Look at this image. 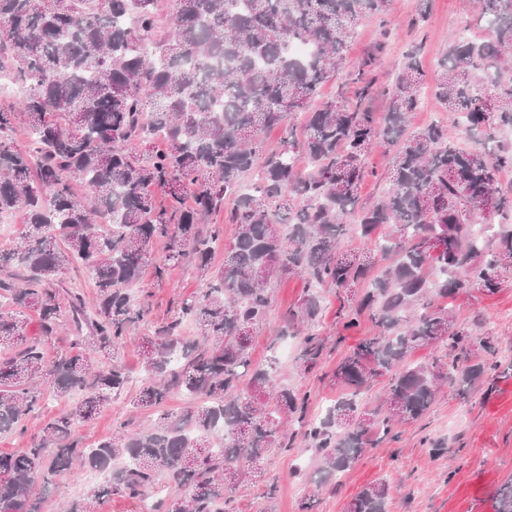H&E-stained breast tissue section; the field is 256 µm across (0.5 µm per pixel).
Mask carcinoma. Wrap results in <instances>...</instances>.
Segmentation results:
<instances>
[{
  "mask_svg": "<svg viewBox=\"0 0 512 512\" xmlns=\"http://www.w3.org/2000/svg\"><path fill=\"white\" fill-rule=\"evenodd\" d=\"M388 2L172 0L171 31L158 38V0H0L8 24L0 62L24 88L18 108H0V215L22 210L28 226L0 253V265L22 271L18 283L0 279L9 306L0 308V432L23 431L26 416L43 408L41 383L67 402L39 444L0 453V512H41L56 475L75 467L109 477L68 512H98L114 493L141 499L162 477L181 495L155 500L151 512H233L224 491L269 449L292 446L286 420L316 453L323 482L396 438L395 426L422 420L443 384L462 396L512 379V361L496 359L497 339H474L454 305L475 288L497 294L512 274V189L499 180L512 168V146L495 154L464 148L442 121L407 131L425 77L416 46L384 91L383 116L367 105L374 52L349 73L360 85L355 102L308 111L343 64L355 23L385 15ZM480 14L491 38L452 40L435 88L465 118L467 135L493 140L512 129V0H480ZM298 41L312 46L308 56L291 55ZM304 111L305 124H291ZM20 123L25 148L13 137ZM275 127L285 136L267 152L260 135ZM153 138L165 147L150 148ZM381 141L394 147L387 185L365 207L363 158ZM300 154L308 173L296 167ZM257 166L260 182L248 187ZM75 180L87 195L75 192ZM226 204L235 231L216 267L223 229L201 225ZM491 215L494 234L479 243L471 226ZM346 219L392 258L379 272L370 255L340 251ZM159 240L167 254L158 258ZM171 259L189 260L201 288L140 337L147 381L131 403L151 410L153 423L129 430L121 422L115 436L81 448L76 430L126 390L119 351L151 320L131 287L149 265L162 279ZM73 263L92 276L91 305L80 289L57 287ZM295 275L307 293L285 313L281 334L300 337L296 374L309 373L326 350L316 330L325 293L335 291L344 329L364 319L375 329L337 365L343 393L314 420L307 395L250 356L272 280ZM64 303L75 336L49 360L43 340L29 337L26 310L53 336ZM188 326L198 335L186 336ZM434 346L445 354L411 361ZM381 380L382 404L359 408V395ZM176 390L189 401L178 417L166 410ZM389 496L387 481H373L348 512H387ZM493 508L512 512V479L496 490Z\"/></svg>",
  "mask_w": 512,
  "mask_h": 512,
  "instance_id": "1",
  "label": "carcinoma"
}]
</instances>
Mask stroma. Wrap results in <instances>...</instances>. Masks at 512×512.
Returning <instances> with one entry per match:
<instances>
[{"instance_id":"1","label":"stroma","mask_w":512,"mask_h":512,"mask_svg":"<svg viewBox=\"0 0 512 512\" xmlns=\"http://www.w3.org/2000/svg\"><path fill=\"white\" fill-rule=\"evenodd\" d=\"M464 31L473 41L490 36L475 0H432L430 13L422 21L417 18V0H389L385 18L370 16L358 21L341 69L322 87L318 99L354 100L356 88L349 83L348 74L374 50L378 57L369 73L373 84L370 106L374 112H384L383 88L391 83L407 48L419 44L426 77L410 126L415 129L447 119L448 110L432 88L449 38ZM392 152V146L382 142L365 156L368 177L361 188L363 202L373 203L383 193ZM199 285L192 266L184 261L170 266L160 281L152 270H145L135 296L150 303L153 321L160 324L171 318L178 299L192 294ZM304 292L299 277L272 281V307L253 335L250 354L253 364L275 365L281 381L307 394L310 413L317 416L336 397L333 372L340 359L373 330L370 323L363 322L356 329L343 331L336 319V297L328 295L319 326L320 334L330 343L328 352L310 373L296 375L293 364L300 339L282 335V315L297 305ZM456 310L475 335L498 337L499 358L512 360V277L496 295L473 291L469 299L457 303ZM340 335L345 338L341 344L336 341ZM65 407V401L47 397L42 411L26 419L24 432L0 434V451L19 453L32 447L47 420ZM151 418L150 412L129 405L127 399L117 400L91 425L78 429L80 445L88 448L111 436L117 422L136 428ZM433 440L445 442L443 455L430 448ZM314 469L315 456L303 438H295L290 450H271L257 473L232 489L236 512H302L306 504L312 512H347L351 498L380 478L392 486L388 512H493L495 491L512 477V380L500 383L491 393L476 388L463 398L441 395L421 421L401 426L398 439L368 450L336 486L319 483ZM104 479L103 473L94 471L59 474L43 512H66L71 500Z\"/></svg>"}]
</instances>
